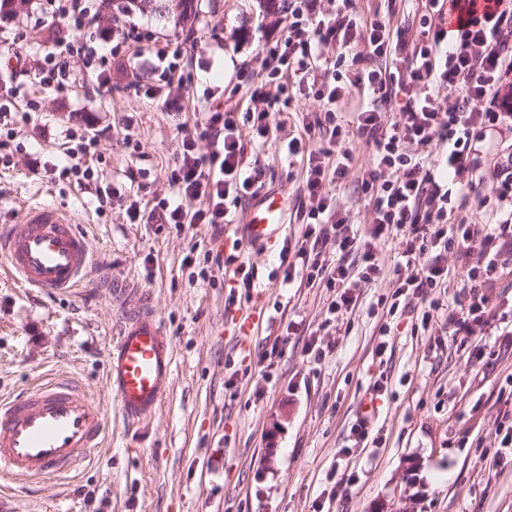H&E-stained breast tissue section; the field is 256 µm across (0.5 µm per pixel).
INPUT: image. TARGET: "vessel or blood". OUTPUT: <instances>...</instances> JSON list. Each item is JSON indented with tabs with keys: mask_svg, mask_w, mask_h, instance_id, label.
I'll use <instances>...</instances> for the list:
<instances>
[{
	"mask_svg": "<svg viewBox=\"0 0 512 512\" xmlns=\"http://www.w3.org/2000/svg\"><path fill=\"white\" fill-rule=\"evenodd\" d=\"M288 198L258 191L243 226L247 245L275 242L285 225ZM72 215L48 204L30 207L21 224L0 233V254L26 286L45 291L79 287L92 268L88 239ZM119 325L108 345L107 385L127 424L142 422L170 388V338L149 292L117 285ZM104 410L78 384L47 379L22 397L0 399V474L43 479L91 460L101 445Z\"/></svg>",
	"mask_w": 512,
	"mask_h": 512,
	"instance_id": "b4317fda",
	"label": "vessel or blood"
}]
</instances>
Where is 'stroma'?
<instances>
[{
	"label": "stroma",
	"instance_id": "1",
	"mask_svg": "<svg viewBox=\"0 0 512 512\" xmlns=\"http://www.w3.org/2000/svg\"><path fill=\"white\" fill-rule=\"evenodd\" d=\"M289 2L277 0L273 11L263 0H199L181 23L154 11L117 18L104 8L113 31L132 22L150 40L196 51L178 115L135 92L150 79L136 63L113 71L105 95L79 83L45 89L30 75L18 81L40 107L21 126L11 165H0V226L20 223L40 202L75 213L99 272L78 290L47 293L23 287L0 259V397L63 375L103 399L107 344L118 324L103 272L152 292L175 368L163 402L141 424L108 415L98 461L47 480L5 482L16 512H512V457L494 435L497 417L512 412L498 398L512 378V275L495 283L489 326L466 338L450 335L443 317L418 328L421 302L413 297L389 315L393 288L384 277L357 282L353 310L328 314L333 291L284 282L278 249L242 245L248 202L218 234L205 224L178 231L127 221L129 201L148 206L170 195L176 126L195 123L207 92L246 110L237 72L259 67L263 48L285 37ZM59 27L37 13L34 0L20 14H0V58L43 55ZM191 30L194 48L185 40ZM322 109L294 94L283 125L248 151L266 167L267 188L288 194L292 212L306 203L302 173L282 146ZM89 126L109 128L99 172L125 192L105 209L51 172L64 157L66 132ZM127 134L134 148L124 145ZM195 244L256 266L253 288H239L217 268L200 278L204 260L182 263ZM243 313L259 318L246 338L237 334ZM311 344L322 359L308 352ZM477 346L485 351L478 360L471 356ZM380 380L388 391L377 397ZM371 396L378 411L359 442L351 428Z\"/></svg>",
	"mask_w": 512,
	"mask_h": 512
}]
</instances>
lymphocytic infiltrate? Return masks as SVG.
<instances>
[{"instance_id": "1", "label": "lymphocytic infiltrate", "mask_w": 512, "mask_h": 512, "mask_svg": "<svg viewBox=\"0 0 512 512\" xmlns=\"http://www.w3.org/2000/svg\"><path fill=\"white\" fill-rule=\"evenodd\" d=\"M40 9L67 28L43 58L22 61L23 72L33 73L42 87L61 90L90 78L98 92H108L122 49H142L145 36L133 23L122 29L119 46L103 49L107 29L101 24V0H42ZM357 38L367 43V53L351 54ZM147 51L155 82L141 85V92L161 99L165 111H182V95L165 96L161 90L186 69L185 53L158 43ZM238 78L255 111L240 115L220 102L206 104L200 123L180 129L182 149L167 176L171 198L156 201L146 213L131 202L130 223L206 224L217 230L229 223L231 204L265 185L266 170L249 163L248 147L268 137L276 116L287 111L293 85L322 102L325 112L303 120L306 135L318 137V146H304L299 138L287 143L289 156L302 165L309 204L296 213L304 227L301 239L280 252L285 282L298 279L335 290L329 312L351 309L353 276L365 282L379 277L377 245L398 237L404 248L393 268L394 294L422 300V324H430L441 308L434 293L448 276L445 258L451 251L461 262L470 297L465 307L449 311V326L470 335L488 323L484 288L501 255H512V212L491 210L480 239L473 225L450 218L486 180L496 181L501 195L512 192V158L486 172L474 163L475 146L488 134L512 132V0H425L415 31L365 17L355 0H292L283 42L267 48L259 70H241ZM356 88L366 91L367 104L350 121L338 119L339 105ZM17 94L14 87L0 92V163L5 165L20 119L38 107L30 98L17 103ZM104 135L101 129L89 135L68 132L72 145L57 173L62 179L82 178L107 206L124 192L102 183L95 168ZM352 137L371 150L368 165L355 166L352 152L340 149V142ZM202 138L212 144L205 154L197 147ZM352 171L373 213L367 238L342 217L334 193ZM329 243L337 259L326 255ZM355 251L361 261L356 275L343 262Z\"/></svg>"}]
</instances>
